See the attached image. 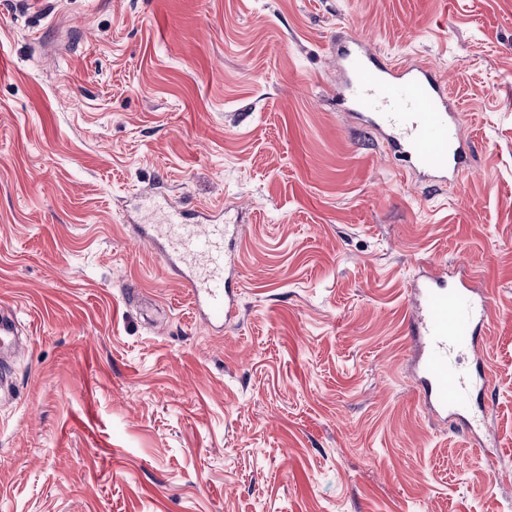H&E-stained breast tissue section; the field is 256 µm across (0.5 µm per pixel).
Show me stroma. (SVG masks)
Listing matches in <instances>:
<instances>
[{"label": "stroma", "mask_w": 512, "mask_h": 512, "mask_svg": "<svg viewBox=\"0 0 512 512\" xmlns=\"http://www.w3.org/2000/svg\"><path fill=\"white\" fill-rule=\"evenodd\" d=\"M447 75L455 190L335 98L337 29ZM162 186L247 230L213 336L134 239ZM492 307L483 440L411 380L409 279ZM0 512H512V0H0Z\"/></svg>", "instance_id": "35a3bbf8"}]
</instances>
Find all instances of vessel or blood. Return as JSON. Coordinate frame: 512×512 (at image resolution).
I'll use <instances>...</instances> for the list:
<instances>
[{"label": "vessel or blood", "instance_id": "vessel-or-blood-1", "mask_svg": "<svg viewBox=\"0 0 512 512\" xmlns=\"http://www.w3.org/2000/svg\"><path fill=\"white\" fill-rule=\"evenodd\" d=\"M333 52L341 72L336 97L359 124L379 139L387 155L402 160L405 177L440 187L466 172L472 143L462 132V113L446 76L428 63H409L374 53L367 38L351 32ZM133 234L162 259L188 290L197 320L223 331L240 312V224L190 221L167 205L162 223L136 224ZM460 279L432 265L410 283V336L420 353L417 388L426 409L455 427L471 430L464 408L486 387L482 369L464 371L463 353L474 350L487 324L491 300L472 288L473 274L459 261Z\"/></svg>", "mask_w": 512, "mask_h": 512}]
</instances>
